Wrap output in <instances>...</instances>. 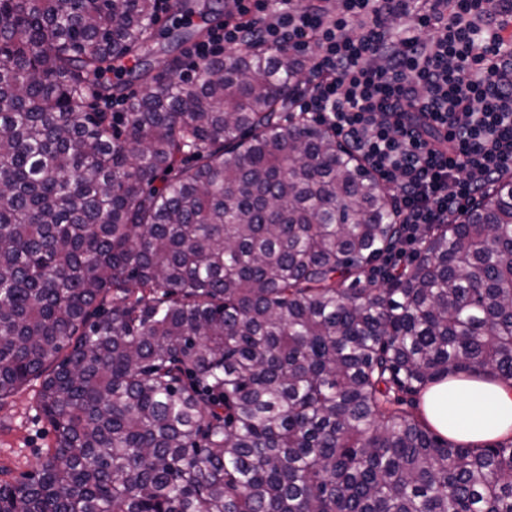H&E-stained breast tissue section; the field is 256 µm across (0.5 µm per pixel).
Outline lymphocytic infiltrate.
Listing matches in <instances>:
<instances>
[{"label": "lymphocytic infiltrate", "mask_w": 512, "mask_h": 512, "mask_svg": "<svg viewBox=\"0 0 512 512\" xmlns=\"http://www.w3.org/2000/svg\"><path fill=\"white\" fill-rule=\"evenodd\" d=\"M231 2L187 50V74L228 46L288 47L308 86L295 110L335 130L389 187L408 248L512 171V0Z\"/></svg>", "instance_id": "1"}]
</instances>
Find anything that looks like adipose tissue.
I'll use <instances>...</instances> for the list:
<instances>
[{
	"instance_id": "obj_1",
	"label": "adipose tissue",
	"mask_w": 512,
	"mask_h": 512,
	"mask_svg": "<svg viewBox=\"0 0 512 512\" xmlns=\"http://www.w3.org/2000/svg\"><path fill=\"white\" fill-rule=\"evenodd\" d=\"M425 421L463 443L512 434V386L495 379L449 378L431 385L421 402Z\"/></svg>"
}]
</instances>
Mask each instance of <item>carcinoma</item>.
Masks as SVG:
<instances>
[{
  "label": "carcinoma",
  "mask_w": 512,
  "mask_h": 512,
  "mask_svg": "<svg viewBox=\"0 0 512 512\" xmlns=\"http://www.w3.org/2000/svg\"><path fill=\"white\" fill-rule=\"evenodd\" d=\"M157 10L0 0V399L43 377L55 433L0 512H512V438L413 413L445 378L512 386V179L380 288L402 225L335 132L284 121L288 49L86 111Z\"/></svg>",
  "instance_id": "1"
}]
</instances>
